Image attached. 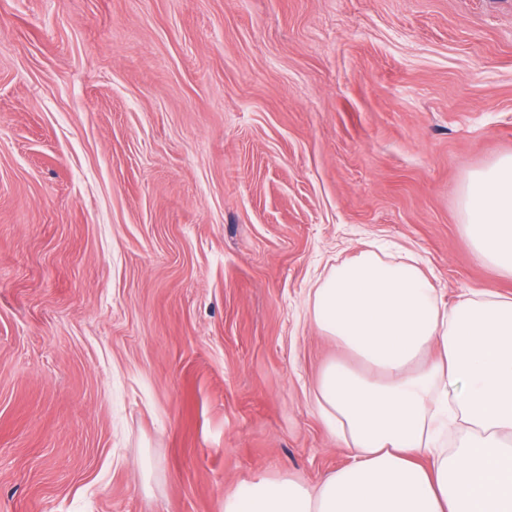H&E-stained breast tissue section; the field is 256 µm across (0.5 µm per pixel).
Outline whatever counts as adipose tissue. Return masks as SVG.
Wrapping results in <instances>:
<instances>
[{"label":"adipose tissue","mask_w":512,"mask_h":512,"mask_svg":"<svg viewBox=\"0 0 512 512\" xmlns=\"http://www.w3.org/2000/svg\"><path fill=\"white\" fill-rule=\"evenodd\" d=\"M460 201L469 247L512 278V155L473 173ZM309 311L352 357L315 391L351 461L312 487L241 484L224 512H512V298L444 306L417 257L367 248Z\"/></svg>","instance_id":"ef3b65f1"}]
</instances>
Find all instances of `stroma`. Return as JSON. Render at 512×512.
I'll use <instances>...</instances> for the list:
<instances>
[{
	"mask_svg": "<svg viewBox=\"0 0 512 512\" xmlns=\"http://www.w3.org/2000/svg\"><path fill=\"white\" fill-rule=\"evenodd\" d=\"M512 0H0V512H224L346 465L308 299L369 241L512 279ZM466 242L512 278V155L473 173L460 194Z\"/></svg>",
	"mask_w": 512,
	"mask_h": 512,
	"instance_id": "1",
	"label": "stroma"
}]
</instances>
